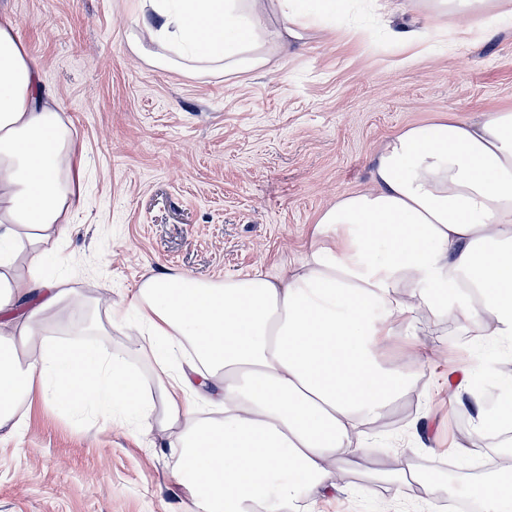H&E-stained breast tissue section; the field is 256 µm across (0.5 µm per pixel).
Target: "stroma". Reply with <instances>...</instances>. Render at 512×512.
<instances>
[{"mask_svg":"<svg viewBox=\"0 0 512 512\" xmlns=\"http://www.w3.org/2000/svg\"><path fill=\"white\" fill-rule=\"evenodd\" d=\"M401 0H346L335 19L311 17L300 39L266 23V72L195 74L146 63L127 35L133 0H0L46 90L58 98L88 160L85 196L63 248L79 294L128 300L144 277L177 268L201 280L277 270L306 249L307 233L336 196L371 185L382 145L442 114L468 119L512 111V0H494V33L455 16L423 43L396 33L425 25ZM431 355L420 380L386 416L363 427L360 455L343 465L335 499L317 512H430L427 483L375 481L401 455L439 475L443 496L512 454V432L477 438L475 409L452 386L492 380L512 350L422 312ZM23 427L0 439V512H194L168 441L101 412L74 414L34 398ZM480 442L483 461L457 456Z\"/></svg>","mask_w":512,"mask_h":512,"instance_id":"35a3bbf8","label":"stroma"}]
</instances>
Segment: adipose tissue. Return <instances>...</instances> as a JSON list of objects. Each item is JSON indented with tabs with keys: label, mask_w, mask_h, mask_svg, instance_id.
<instances>
[{
	"label": "adipose tissue",
	"mask_w": 512,
	"mask_h": 512,
	"mask_svg": "<svg viewBox=\"0 0 512 512\" xmlns=\"http://www.w3.org/2000/svg\"><path fill=\"white\" fill-rule=\"evenodd\" d=\"M133 53L188 72H247L271 55L263 23L287 36L305 22L295 0H136ZM496 24L490 0H431V18ZM85 158L77 131L14 22L0 18V430L15 434L31 395L97 407L176 435L178 483L198 512H305L339 492L360 426L381 419L429 361L417 318L493 316L512 341V113L409 125L378 152L371 188L338 195L306 252L279 272L221 281L170 269L130 300L77 297L46 274L70 258ZM88 311L67 344L65 306ZM124 330L126 352L91 344ZM401 354L383 359L382 341ZM414 368H407V358ZM482 512H512V464L479 484Z\"/></svg>",
	"instance_id": "obj_1"
}]
</instances>
